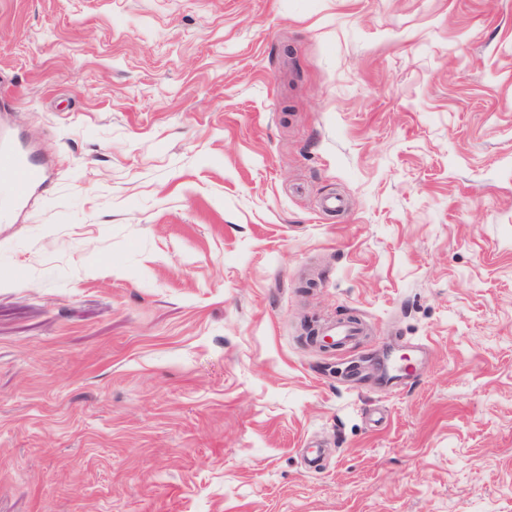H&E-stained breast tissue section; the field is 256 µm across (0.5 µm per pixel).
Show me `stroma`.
I'll use <instances>...</instances> for the list:
<instances>
[{"instance_id":"1","label":"stroma","mask_w":512,"mask_h":512,"mask_svg":"<svg viewBox=\"0 0 512 512\" xmlns=\"http://www.w3.org/2000/svg\"><path fill=\"white\" fill-rule=\"evenodd\" d=\"M3 133L0 512H512V0H0ZM44 179L42 169L16 150L0 147V184L13 203L26 200L30 191Z\"/></svg>"}]
</instances>
